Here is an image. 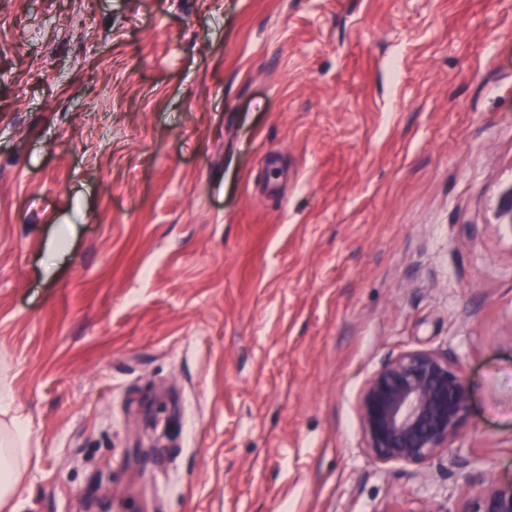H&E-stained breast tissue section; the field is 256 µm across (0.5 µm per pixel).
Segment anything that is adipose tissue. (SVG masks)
Here are the masks:
<instances>
[{
    "label": "adipose tissue",
    "instance_id": "adipose-tissue-1",
    "mask_svg": "<svg viewBox=\"0 0 512 512\" xmlns=\"http://www.w3.org/2000/svg\"><path fill=\"white\" fill-rule=\"evenodd\" d=\"M29 434L14 408L10 388L0 385V507L17 497L29 468Z\"/></svg>",
    "mask_w": 512,
    "mask_h": 512
}]
</instances>
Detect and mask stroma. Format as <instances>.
<instances>
[{
    "label": "stroma",
    "mask_w": 512,
    "mask_h": 512,
    "mask_svg": "<svg viewBox=\"0 0 512 512\" xmlns=\"http://www.w3.org/2000/svg\"><path fill=\"white\" fill-rule=\"evenodd\" d=\"M512 0H0L15 512H437L512 482ZM458 449L378 466L391 353ZM364 449L379 466H423L453 448L470 410L457 360L433 351L387 355L357 401Z\"/></svg>",
    "instance_id": "stroma-1"
}]
</instances>
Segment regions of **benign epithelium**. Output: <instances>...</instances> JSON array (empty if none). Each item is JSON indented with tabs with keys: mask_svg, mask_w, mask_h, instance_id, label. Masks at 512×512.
I'll list each match as a JSON object with an SVG mask.
<instances>
[{
	"mask_svg": "<svg viewBox=\"0 0 512 512\" xmlns=\"http://www.w3.org/2000/svg\"><path fill=\"white\" fill-rule=\"evenodd\" d=\"M500 218L512 231V185L499 200ZM364 449L379 466H423L452 447L470 410V388L460 363L433 351L387 355L365 380L357 401ZM512 512V484L482 482L463 510Z\"/></svg>",
	"mask_w": 512,
	"mask_h": 512,
	"instance_id": "7a95c632",
	"label": "benign epithelium"
}]
</instances>
